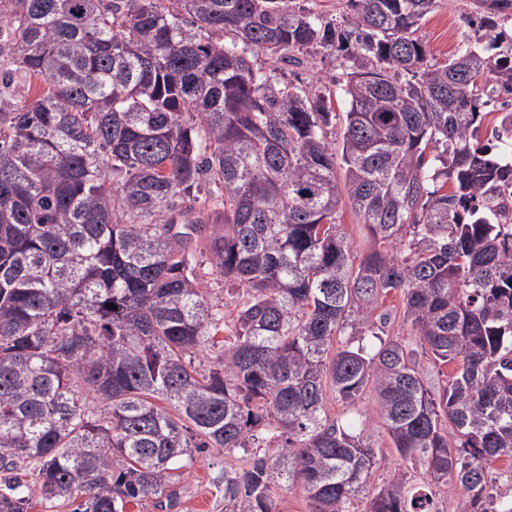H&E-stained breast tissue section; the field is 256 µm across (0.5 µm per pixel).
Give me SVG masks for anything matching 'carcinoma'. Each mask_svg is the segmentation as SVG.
<instances>
[{"label":"carcinoma","instance_id":"carcinoma-1","mask_svg":"<svg viewBox=\"0 0 512 512\" xmlns=\"http://www.w3.org/2000/svg\"><path fill=\"white\" fill-rule=\"evenodd\" d=\"M293 2L0 0V512L34 490L86 495L75 512L149 497L170 512L209 448L253 451L224 472L225 512H275L280 483L308 512H349L375 420L404 463L470 494L458 512H499L512 129L470 138L487 88L512 103V55L493 53L512 0H475L487 44L441 65L415 37L437 0H348L340 30ZM314 45L346 51L338 145L331 99L253 69ZM214 273L242 291L230 326L204 291ZM392 293L400 331L379 333ZM404 330L454 366L445 384H426ZM368 385L364 422L328 418L326 395L353 405ZM422 509L439 512L433 492L400 474L367 512ZM337 223L342 224L343 231L353 245L354 253L360 260L367 252L366 229L361 217L356 213L347 198L343 200L337 214ZM508 470L510 468H508V461L506 460L495 461L490 465L491 476L495 480L494 488L491 491L494 500L497 498V500L509 501L512 498V482L510 484L506 479Z\"/></svg>","mask_w":512,"mask_h":512}]
</instances>
